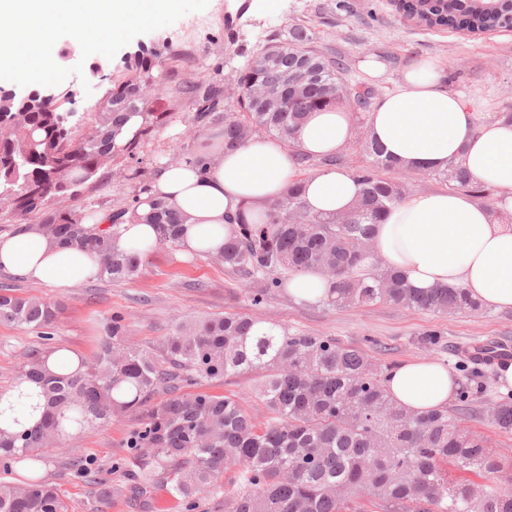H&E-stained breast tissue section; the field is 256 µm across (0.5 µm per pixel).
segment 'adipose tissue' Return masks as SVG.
Instances as JSON below:
<instances>
[{"label":"adipose tissue","instance_id":"adipose-tissue-1","mask_svg":"<svg viewBox=\"0 0 512 512\" xmlns=\"http://www.w3.org/2000/svg\"><path fill=\"white\" fill-rule=\"evenodd\" d=\"M367 130L405 167L443 170L454 163L497 193L491 208L463 190L405 198L376 227L374 247L384 265L402 271L413 288L461 287L484 307L512 309V119L478 115L449 88L444 72L417 61L369 112ZM353 136V117L340 106L311 113L290 145L255 135L228 150L223 136L206 135L193 159L162 164L153 174L123 218L118 245H156L152 205L162 201L184 218L178 231L184 251L217 254L232 219L258 222L297 179L313 212H348L360 193L353 173L336 168L305 176L299 157L337 154ZM0 269L71 287L95 279L100 265L87 251L49 239L32 225L0 236ZM387 387L399 406L415 413L447 406L460 389L452 371L424 360L396 365Z\"/></svg>","mask_w":512,"mask_h":512}]
</instances>
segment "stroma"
<instances>
[{"mask_svg": "<svg viewBox=\"0 0 512 512\" xmlns=\"http://www.w3.org/2000/svg\"><path fill=\"white\" fill-rule=\"evenodd\" d=\"M348 2L349 10L343 11L337 0H209L204 10L136 37L111 59L99 54L82 58L79 44L70 37L61 38L54 49L68 53L61 65L70 71L66 85L78 91L73 109L81 117L104 103L113 79L131 57L150 52L164 61L175 52L179 55L176 79L202 76L221 82L267 40L286 37L295 23L308 25L315 47L345 59L351 79L376 87L379 95L393 92L401 79V67L393 65V58H401L403 64L448 59L456 72L453 91L479 112L512 113V29L473 38L454 30L416 26L399 15L390 0ZM368 59L379 63V74L365 68ZM77 64L83 67L79 76L71 72ZM153 105L155 111L170 113L171 118L154 133L145 152L143 168L148 174L160 161L185 159L198 139L189 130L186 113L175 108L172 91L159 94ZM132 195L133 187L123 180L120 168L108 165L71 206L79 215H92L125 204ZM0 286L60 305L48 337L0 323V393L9 390L30 353L45 355L62 346L84 361H93L103 322L115 312L125 315L131 341L146 349L156 348L178 318L230 312L361 346L387 365L424 359L456 371L475 345L512 352V310L457 313L438 321L423 312L386 304L359 310L328 307L284 291L255 307L243 280L228 274L222 262L169 245L147 253L140 277L131 282L94 279L58 288L0 269ZM433 326L443 330L444 348L431 351L415 345V333ZM133 425V418L123 417L104 427L86 428L68 438L64 447L46 449L44 462L35 470L23 462L0 463V480L21 485L31 476H40L57 487L68 512H187L185 502L172 496L169 483L163 481L140 496L124 494V487L134 479L135 451L126 445ZM99 477L119 487V494L101 500L95 483Z\"/></svg>", "mask_w": 512, "mask_h": 512, "instance_id": "1", "label": "stroma"}]
</instances>
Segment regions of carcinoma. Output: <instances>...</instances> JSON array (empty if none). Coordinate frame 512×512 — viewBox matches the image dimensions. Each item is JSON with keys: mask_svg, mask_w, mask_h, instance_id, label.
<instances>
[{"mask_svg": "<svg viewBox=\"0 0 512 512\" xmlns=\"http://www.w3.org/2000/svg\"><path fill=\"white\" fill-rule=\"evenodd\" d=\"M511 11L512 0H494L486 8L476 0H432L426 27L454 29L465 19L470 29L487 31ZM312 43L310 28L296 24L287 38L267 41L235 70L234 104L228 85L198 77L175 86L176 107L201 132L224 120L226 149L261 131L293 139L310 113L342 103L328 92L331 87L352 91L355 112L372 111L377 90L347 78L346 62ZM300 66L313 68L314 78L293 87L288 71ZM172 73L171 65L135 57L112 81L109 102L79 130L58 122L64 99L20 100L0 90V111L10 110L0 124V204L21 221H37L52 239L95 253L104 280L130 282L141 275L142 258L119 249L117 240L119 220L139 203L144 186L128 205L112 210V226L99 233L87 232L72 208L53 201L71 197L108 163L122 164L126 179H139L144 149L168 119L153 111L152 94ZM264 85L279 91V111L264 110L250 96ZM133 117L141 123L132 137L116 142ZM358 146L363 161L354 172L362 189L351 211L311 212L297 181L270 205L263 223L236 219L219 256L225 271L247 280L255 306L285 288L289 277L315 270L333 282L328 306L385 303L440 318L479 312L462 288L417 291L380 263L373 225L404 198L412 172L367 136ZM425 175L490 204L489 189L453 164ZM156 211L159 244H176L180 215L166 202L156 203ZM57 310L48 300L0 288V321L43 335ZM443 336L439 328L426 329L417 333L416 344L439 350ZM243 370L260 374L253 390L265 409L260 420L235 395L183 392ZM388 370L360 348L238 314L180 320L154 352L132 343L125 317L114 313L92 365L52 371L45 357L28 356L17 380L37 385L36 395L24 398L39 417L11 432L8 426L18 418L0 411V457L36 460L43 449L63 446L74 431L128 415L135 427L126 447L138 449V484L167 478L193 510L202 500H218L224 512H512V487L501 480L512 470V458L466 425L470 391L460 388L454 409L408 412L386 389ZM158 394L166 398L155 403ZM479 415L512 432V398L488 404ZM0 512H67V505L45 480L24 487L0 481Z\"/></svg>", "mask_w": 512, "mask_h": 512, "instance_id": "obj_1", "label": "carcinoma"}]
</instances>
